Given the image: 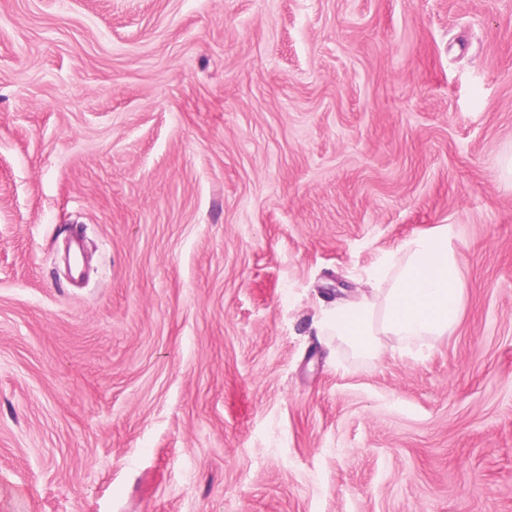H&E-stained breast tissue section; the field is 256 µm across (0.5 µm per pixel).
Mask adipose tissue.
Masks as SVG:
<instances>
[{"instance_id": "ef3b65f1", "label": "adipose tissue", "mask_w": 512, "mask_h": 512, "mask_svg": "<svg viewBox=\"0 0 512 512\" xmlns=\"http://www.w3.org/2000/svg\"><path fill=\"white\" fill-rule=\"evenodd\" d=\"M452 238L444 226L407 239L399 259H384L371 272L379 286L370 295L321 308L312 321L317 335L338 336L372 357L388 336L412 342L452 333L464 304Z\"/></svg>"}]
</instances>
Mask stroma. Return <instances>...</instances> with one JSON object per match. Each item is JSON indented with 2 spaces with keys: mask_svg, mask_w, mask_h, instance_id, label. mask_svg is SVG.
<instances>
[{
  "mask_svg": "<svg viewBox=\"0 0 512 512\" xmlns=\"http://www.w3.org/2000/svg\"><path fill=\"white\" fill-rule=\"evenodd\" d=\"M510 156L512 0H0V512H512ZM452 238L448 225L407 239L398 260L385 258L368 274L389 287L373 288L358 303L323 306L312 321L317 336L336 335L372 357L380 352L382 337L412 342L451 334L464 304Z\"/></svg>",
  "mask_w": 512,
  "mask_h": 512,
  "instance_id": "obj_1",
  "label": "stroma"
}]
</instances>
